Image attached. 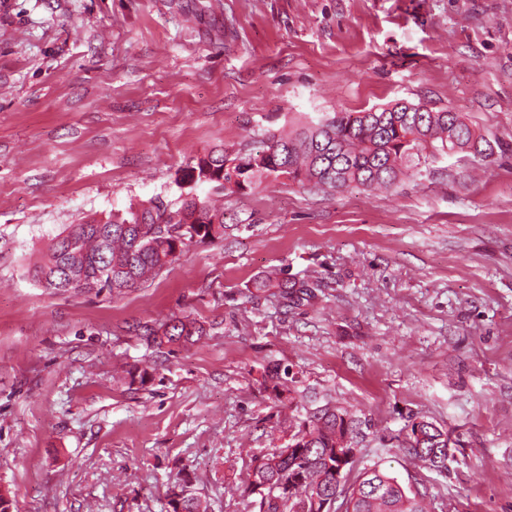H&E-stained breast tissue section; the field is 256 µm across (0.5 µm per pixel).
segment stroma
<instances>
[{
  "instance_id": "stroma-1",
  "label": "stroma",
  "mask_w": 512,
  "mask_h": 512,
  "mask_svg": "<svg viewBox=\"0 0 512 512\" xmlns=\"http://www.w3.org/2000/svg\"><path fill=\"white\" fill-rule=\"evenodd\" d=\"M405 100L452 109L494 153L420 164L391 190L285 178L181 182L217 146ZM224 237L126 294H56L26 270L70 225L181 195ZM273 269L321 282L286 305ZM206 336L154 350L138 322ZM369 421L360 467L427 487L432 512H512V0H0V486L13 512H260L248 453L288 438L263 385ZM148 370L129 384L124 367ZM448 429L445 472L398 449ZM280 365H273L269 367L266 371L265 375V383H269L267 386L271 388L274 397L279 401H282V397L285 391L288 392V403L292 406H295V409H298V403H301L304 399V396L301 392L297 391L295 388L291 389L288 385V379L283 378L281 373ZM169 506L172 512H200L201 503L192 492V489L187 482L175 483L170 490Z\"/></svg>"
}]
</instances>
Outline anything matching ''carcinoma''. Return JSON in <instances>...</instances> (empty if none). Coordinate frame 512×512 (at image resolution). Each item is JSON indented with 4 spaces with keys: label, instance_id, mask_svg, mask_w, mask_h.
Listing matches in <instances>:
<instances>
[{
    "label": "carcinoma",
    "instance_id": "carcinoma-1",
    "mask_svg": "<svg viewBox=\"0 0 512 512\" xmlns=\"http://www.w3.org/2000/svg\"><path fill=\"white\" fill-rule=\"evenodd\" d=\"M461 152L487 157L491 142L476 134L460 113L403 112L390 106L363 112H337L258 145L229 154L211 149L183 173L187 183H215L224 190L254 188L271 176L333 190L389 188L409 175L421 160ZM224 238V213L200 198L183 197L175 205L152 202L127 214L109 213L74 224L51 240L45 260L31 269L32 278L55 293L69 289L120 296L176 261L194 240ZM254 287L285 300L299 301L321 287L296 281L282 270L255 281ZM135 335L150 348L183 345L205 334L187 316L139 324ZM288 369L274 365L265 382L274 397L298 405L304 396L290 388ZM364 421L326 400L314 414L297 421L283 446L253 455L241 481L243 492L260 494L262 512H429L428 492L407 488L375 464L356 471L357 457L347 463L353 477L336 485L340 454L362 433ZM429 441L416 448L401 440L400 449L420 468L447 469L448 431L426 420ZM172 512H201V503L187 483L170 490Z\"/></svg>",
    "mask_w": 512,
    "mask_h": 512
}]
</instances>
